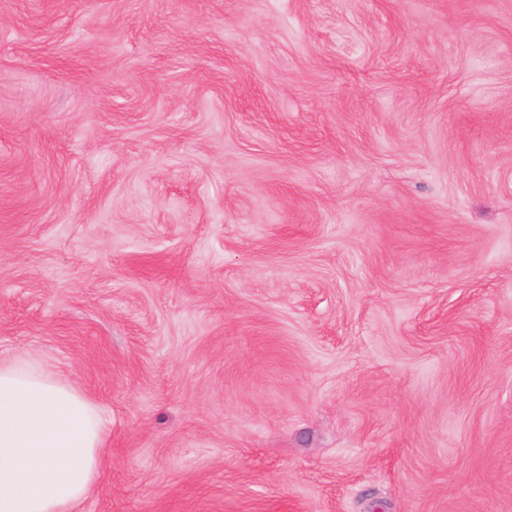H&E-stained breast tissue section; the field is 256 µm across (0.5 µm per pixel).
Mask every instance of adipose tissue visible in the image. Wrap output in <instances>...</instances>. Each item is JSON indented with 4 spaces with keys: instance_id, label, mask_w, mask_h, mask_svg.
<instances>
[{
    "instance_id": "ef3b65f1",
    "label": "adipose tissue",
    "mask_w": 512,
    "mask_h": 512,
    "mask_svg": "<svg viewBox=\"0 0 512 512\" xmlns=\"http://www.w3.org/2000/svg\"><path fill=\"white\" fill-rule=\"evenodd\" d=\"M105 420L36 360L0 362V512H72L99 476Z\"/></svg>"
}]
</instances>
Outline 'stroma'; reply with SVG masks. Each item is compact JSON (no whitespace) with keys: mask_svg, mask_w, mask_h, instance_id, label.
<instances>
[{"mask_svg":"<svg viewBox=\"0 0 512 512\" xmlns=\"http://www.w3.org/2000/svg\"><path fill=\"white\" fill-rule=\"evenodd\" d=\"M27 355L74 512H512V0H0Z\"/></svg>","mask_w":512,"mask_h":512,"instance_id":"1","label":"stroma"}]
</instances>
